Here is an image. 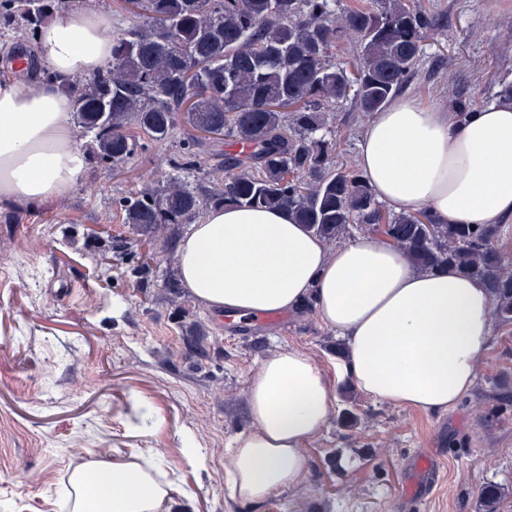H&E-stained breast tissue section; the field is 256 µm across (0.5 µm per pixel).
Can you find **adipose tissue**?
I'll return each instance as SVG.
<instances>
[{"mask_svg":"<svg viewBox=\"0 0 512 512\" xmlns=\"http://www.w3.org/2000/svg\"><path fill=\"white\" fill-rule=\"evenodd\" d=\"M115 32L103 8L54 12L32 42L51 78L0 81V210L64 199L84 180L89 162L67 83L111 62ZM357 162L377 199L396 210L512 235V101L462 115L399 99L365 127ZM177 259L193 297L230 315L312 303L347 343L344 373L377 401L440 414L476 386L493 306L484 285L456 268L418 270L367 233L332 247L285 211L235 206L209 208L191 224ZM249 402L256 425L235 439L228 472L233 492L258 502L304 479L303 449L336 396L311 357L291 348L261 364ZM71 484L72 512H161L171 492L139 462L95 456Z\"/></svg>","mask_w":512,"mask_h":512,"instance_id":"adipose-tissue-1","label":"adipose tissue"}]
</instances>
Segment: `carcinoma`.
Instances as JSON below:
<instances>
[{
    "label": "carcinoma",
    "instance_id": "carcinoma-1",
    "mask_svg": "<svg viewBox=\"0 0 512 512\" xmlns=\"http://www.w3.org/2000/svg\"><path fill=\"white\" fill-rule=\"evenodd\" d=\"M145 21L117 33L112 62L91 80L72 82L73 113L93 155L126 164L142 141L182 126L187 148L166 183L124 200L126 223L189 224L203 208L282 209L327 243L373 227L417 268L455 267L487 288L493 312L512 324V260L498 248V226L439 224L426 210L386 211L363 176L339 160L342 131L326 122L353 96L367 116L383 111L411 82L422 43L438 18L417 0H376L336 12V0H136ZM65 0H0V33L33 38ZM359 62L333 60L344 36ZM252 154L224 157V180H194L206 159V125ZM501 488H480L481 512H496Z\"/></svg>",
    "mask_w": 512,
    "mask_h": 512
}]
</instances>
